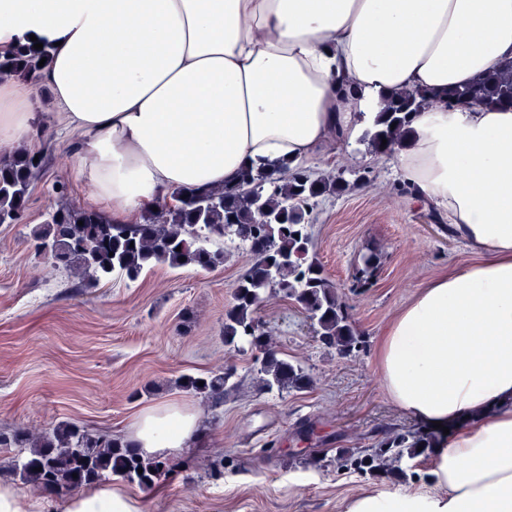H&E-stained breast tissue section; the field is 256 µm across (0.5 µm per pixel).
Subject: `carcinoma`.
<instances>
[{
    "instance_id": "cac0c4a2",
    "label": "carcinoma",
    "mask_w": 512,
    "mask_h": 512,
    "mask_svg": "<svg viewBox=\"0 0 512 512\" xmlns=\"http://www.w3.org/2000/svg\"><path fill=\"white\" fill-rule=\"evenodd\" d=\"M44 57H50L47 47L21 46L0 55V77L33 76ZM448 101L463 107L512 108V64L448 90ZM430 102L427 90L386 98L373 127L366 131L372 154L386 155L402 146L411 133L413 114ZM34 158L27 151L0 158V224L23 219L30 186L41 167ZM278 170L279 179L268 165H251L233 184L197 190L185 198L175 191L157 210H146L137 224H121L80 206H62L33 230V237L50 248L67 272L99 285L112 281L114 275L135 281L158 264L171 269L216 268L225 259L218 235L229 232L249 248L253 260L234 285L233 303L224 317V342L245 340L262 355L259 373L267 390H304L311 385L309 374L272 348L258 311L264 294L278 290L307 314L326 348L341 356L359 349L362 337L337 285L312 253L309 232L319 199L344 194L357 183L341 173L325 178L304 166L281 165ZM80 221L84 225H78ZM379 265L377 254L362 256L356 287H371ZM233 377L234 371L227 368L206 376L182 375L176 385L217 404L233 388ZM200 381L204 385H198ZM437 443L433 432L387 430L377 446L357 449L351 465L360 472L397 477L391 463L414 459L420 456L417 449L425 451ZM0 451L15 455V476L49 492L88 488L113 478L150 488L182 465L180 459L145 456L121 437L71 421L58 422L36 436L23 430L0 433Z\"/></svg>"
}]
</instances>
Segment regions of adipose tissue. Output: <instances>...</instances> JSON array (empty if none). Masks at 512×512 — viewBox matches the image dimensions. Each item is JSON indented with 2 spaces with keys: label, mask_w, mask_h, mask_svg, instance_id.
<instances>
[{
  "label": "adipose tissue",
  "mask_w": 512,
  "mask_h": 512,
  "mask_svg": "<svg viewBox=\"0 0 512 512\" xmlns=\"http://www.w3.org/2000/svg\"><path fill=\"white\" fill-rule=\"evenodd\" d=\"M33 38L78 134L73 174L122 223L252 164L309 165L384 96L432 90L391 163L476 260L416 292L378 359L392 404L449 433L433 490L365 494L345 512H512V109L448 106L450 88L512 60V0H0V50ZM35 106L30 86L0 81L1 146L30 140ZM196 428L190 408L161 404L131 439L161 455ZM62 512L140 509L103 484Z\"/></svg>",
  "instance_id": "adipose-tissue-1"
}]
</instances>
